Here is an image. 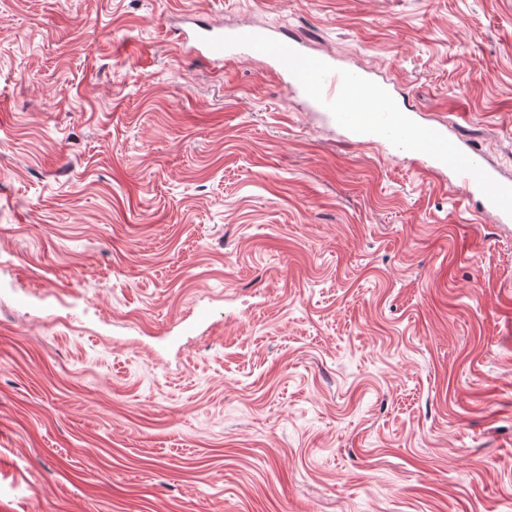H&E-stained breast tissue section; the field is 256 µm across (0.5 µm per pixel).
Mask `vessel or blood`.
Masks as SVG:
<instances>
[{"mask_svg": "<svg viewBox=\"0 0 512 512\" xmlns=\"http://www.w3.org/2000/svg\"><path fill=\"white\" fill-rule=\"evenodd\" d=\"M184 46L215 68L237 57L268 62L272 71L299 94L306 106L358 145H375L407 155L420 171L452 178L463 198L478 201L482 212L501 224L512 223V180L500 177L482 155L465 147L453 133V121L425 122L416 113L394 108L388 81H372L366 72L339 68L326 52L306 49L292 32L270 27L213 24L185 32ZM377 85L354 111L351 92Z\"/></svg>", "mask_w": 512, "mask_h": 512, "instance_id": "vessel-or-blood-1", "label": "vessel or blood"}]
</instances>
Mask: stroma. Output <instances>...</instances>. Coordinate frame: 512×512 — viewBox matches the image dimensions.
I'll return each instance as SVG.
<instances>
[{
    "instance_id": "obj_1",
    "label": "stroma",
    "mask_w": 512,
    "mask_h": 512,
    "mask_svg": "<svg viewBox=\"0 0 512 512\" xmlns=\"http://www.w3.org/2000/svg\"><path fill=\"white\" fill-rule=\"evenodd\" d=\"M208 23L512 177V0H0V512H512V223ZM187 50L221 69L237 57L268 62L271 70L299 94L306 106L358 145H375L407 155L421 172L448 174L464 199L478 198L480 211L499 224L512 223V180L503 179L483 156L465 147L454 120L425 122L417 113L396 112L390 83L368 77L366 71L338 68L326 52L306 49L291 31L270 27L219 24L184 34ZM372 83V84H371ZM378 87L365 99V112H354L350 91Z\"/></svg>"
}]
</instances>
